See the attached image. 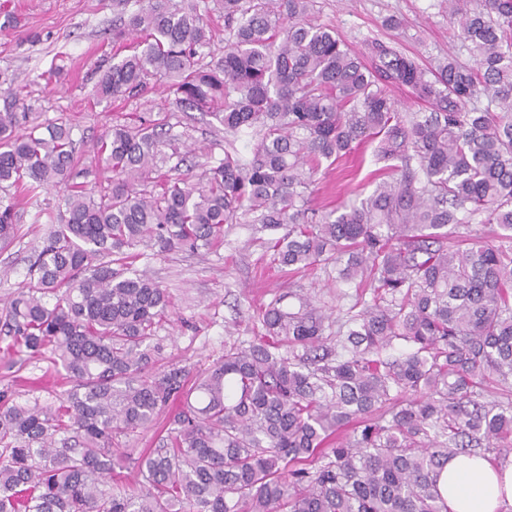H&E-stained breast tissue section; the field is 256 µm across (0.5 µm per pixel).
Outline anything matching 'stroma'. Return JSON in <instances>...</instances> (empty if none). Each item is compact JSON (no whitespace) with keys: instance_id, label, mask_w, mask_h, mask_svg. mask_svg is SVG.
I'll list each match as a JSON object with an SVG mask.
<instances>
[{"instance_id":"stroma-1","label":"stroma","mask_w":512,"mask_h":512,"mask_svg":"<svg viewBox=\"0 0 512 512\" xmlns=\"http://www.w3.org/2000/svg\"><path fill=\"white\" fill-rule=\"evenodd\" d=\"M113 0H6L0 7V71L26 89V102L39 122L66 118L86 160L81 180L93 183L102 171L94 161L96 141L113 113L166 112L170 106L161 88L128 102L96 101L92 87L101 79L98 61L112 51V25L118 14ZM321 22L332 25L349 45L378 38L396 44L424 65L454 56L470 57L459 38V27L448 19L444 0H317ZM183 127L203 154L187 164H213L233 143L250 158L253 139L241 132L225 138L224 129L209 115L189 113ZM375 164L371 151L357 161L318 173L313 205L331 209L368 194ZM35 207L20 215V237L0 252V303L28 285L29 267L48 227L35 218ZM165 288L172 300L170 321L162 323L154 344L156 371L183 368L196 373L212 366L230 344L249 345L263 332L260 311L291 288L309 292L315 306L331 321L344 323L357 294L355 284L337 283L333 268L288 273L269 265L253 225L228 224L224 243L195 253L145 249L137 262ZM10 339L0 336V391L24 402L39 397L52 403L69 387L52 365L27 355L2 356Z\"/></svg>"}]
</instances>
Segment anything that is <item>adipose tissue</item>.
<instances>
[{
  "label": "adipose tissue",
  "instance_id": "adipose-tissue-1",
  "mask_svg": "<svg viewBox=\"0 0 512 512\" xmlns=\"http://www.w3.org/2000/svg\"><path fill=\"white\" fill-rule=\"evenodd\" d=\"M449 512H500L512 505V464L499 467L483 455L449 459L438 478Z\"/></svg>",
  "mask_w": 512,
  "mask_h": 512
}]
</instances>
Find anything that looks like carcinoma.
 <instances>
[{"label":"carcinoma","instance_id":"obj_1","mask_svg":"<svg viewBox=\"0 0 512 512\" xmlns=\"http://www.w3.org/2000/svg\"><path fill=\"white\" fill-rule=\"evenodd\" d=\"M446 2L472 67L428 69L378 39L357 52L314 20L315 0H114L134 10L112 29L93 98L164 82L177 111L256 138L250 160L226 149L198 174L158 175L180 156L173 112L113 115L96 158L106 176L89 188L70 181L82 151L69 124L0 111V248L45 189L65 207L0 332L72 383L54 406L0 393V512H448V459L512 442V403L479 401L490 380L512 386V0ZM394 86L429 111H400ZM368 145L382 164L372 191L312 207L322 164ZM241 214L281 232L267 242L277 268L333 259L336 280L372 299L331 339L292 292L298 309L279 297L259 315L264 336L195 378L147 374L170 299L133 269L139 247H218ZM476 218L503 230L497 242L456 236ZM399 341L409 352L382 358ZM172 400L162 445L114 447ZM128 469L134 489L112 484Z\"/></svg>","mask_w":512,"mask_h":512}]
</instances>
